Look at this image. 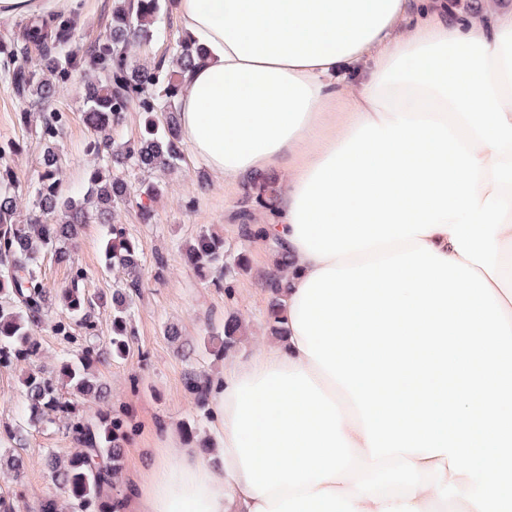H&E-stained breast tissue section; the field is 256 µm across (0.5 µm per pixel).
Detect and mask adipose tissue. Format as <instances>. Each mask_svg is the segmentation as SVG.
<instances>
[{
	"mask_svg": "<svg viewBox=\"0 0 512 512\" xmlns=\"http://www.w3.org/2000/svg\"><path fill=\"white\" fill-rule=\"evenodd\" d=\"M174 5L184 144L288 173V334L117 512H512V0Z\"/></svg>",
	"mask_w": 512,
	"mask_h": 512,
	"instance_id": "obj_1",
	"label": "adipose tissue"
}]
</instances>
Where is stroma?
I'll return each mask as SVG.
<instances>
[{
    "mask_svg": "<svg viewBox=\"0 0 512 512\" xmlns=\"http://www.w3.org/2000/svg\"><path fill=\"white\" fill-rule=\"evenodd\" d=\"M55 106L68 113L62 134L65 188L80 189L86 184L91 159L83 152L89 132L82 121L81 103L74 90L61 93ZM23 105L0 79V141L16 140L19 151L10 161L20 186H28L39 171L41 145L35 135L18 121ZM164 186L154 205L152 223H142L135 203L116 210L114 220L125 225L137 238L144 256L141 288L130 310L136 336L130 354L122 359L98 364L95 373L111 390L112 416L124 423L127 439L124 463L110 498L123 497L131 480L150 469L157 449L202 450L215 444L212 415L194 407V397L185 385L188 372L209 379L224 366L214 357V338L224 327L228 314H237L244 335L235 354L272 343L266 322L268 294L253 269L272 263L267 244L244 243L237 213L245 206L246 183H227L212 175L192 154H185L174 171H157ZM221 235L229 252L246 251L250 269L237 274L231 293L209 286L190 269L184 245L200 231ZM107 228L97 222L83 225L75 258L89 273L90 293L111 294L119 281L117 274L102 268V242ZM176 325L180 344H172L165 328ZM41 354L36 361H21L0 367V454L12 452L7 431L22 424L26 396L23 380L32 367L50 372L64 356V344L51 330L40 334ZM79 444L62 426H31L21 453L27 468L21 478L0 472V495L13 500L16 512H40L43 501L55 500L67 512L69 500L40 463L46 452L66 459L79 452Z\"/></svg>",
    "mask_w": 512,
    "mask_h": 512,
    "instance_id": "1",
    "label": "stroma"
}]
</instances>
